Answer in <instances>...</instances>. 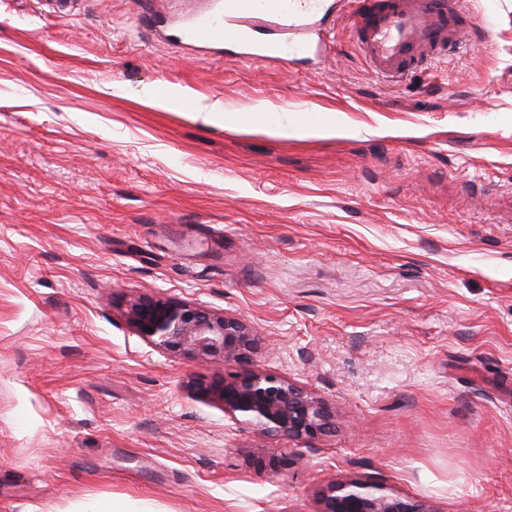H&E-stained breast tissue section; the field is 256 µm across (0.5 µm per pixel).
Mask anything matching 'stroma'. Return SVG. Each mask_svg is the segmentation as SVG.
<instances>
[{
    "mask_svg": "<svg viewBox=\"0 0 512 512\" xmlns=\"http://www.w3.org/2000/svg\"><path fill=\"white\" fill-rule=\"evenodd\" d=\"M470 49L375 76L348 7L315 66L158 41L137 0H0V512H316L373 477L438 512H512V0H467ZM227 111L336 113L333 136ZM162 296L239 318L250 367L334 425L260 437L199 397L224 373L124 316ZM288 452V469L249 466ZM193 108L196 112V116L201 118L205 123H210L218 117H224V126L246 124L249 121L236 112H224L222 105L218 102L211 105H203L199 101H195L193 102Z\"/></svg>",
    "mask_w": 512,
    "mask_h": 512,
    "instance_id": "obj_1",
    "label": "stroma"
}]
</instances>
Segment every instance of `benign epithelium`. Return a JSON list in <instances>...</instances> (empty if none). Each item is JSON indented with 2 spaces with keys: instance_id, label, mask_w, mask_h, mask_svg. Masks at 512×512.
I'll use <instances>...</instances> for the list:
<instances>
[{
  "instance_id": "benign-epithelium-1",
  "label": "benign epithelium",
  "mask_w": 512,
  "mask_h": 512,
  "mask_svg": "<svg viewBox=\"0 0 512 512\" xmlns=\"http://www.w3.org/2000/svg\"><path fill=\"white\" fill-rule=\"evenodd\" d=\"M125 317L155 349L206 363L241 364L260 347L259 337L240 319L193 303L140 296L126 303ZM195 390L261 437L312 439L331 426V412L320 397L261 370L200 379ZM318 503L317 512H437L429 502L402 495L374 478L333 481L320 491Z\"/></svg>"
}]
</instances>
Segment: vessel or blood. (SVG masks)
Wrapping results in <instances>:
<instances>
[{"label":"vessel or blood","instance_id":"b4317fda","mask_svg":"<svg viewBox=\"0 0 512 512\" xmlns=\"http://www.w3.org/2000/svg\"><path fill=\"white\" fill-rule=\"evenodd\" d=\"M356 44L374 74L398 78L415 65L454 54L467 41L462 0H351ZM323 0H211L163 31L205 48L224 46L230 62L288 63L318 55Z\"/></svg>","mask_w":512,"mask_h":512}]
</instances>
